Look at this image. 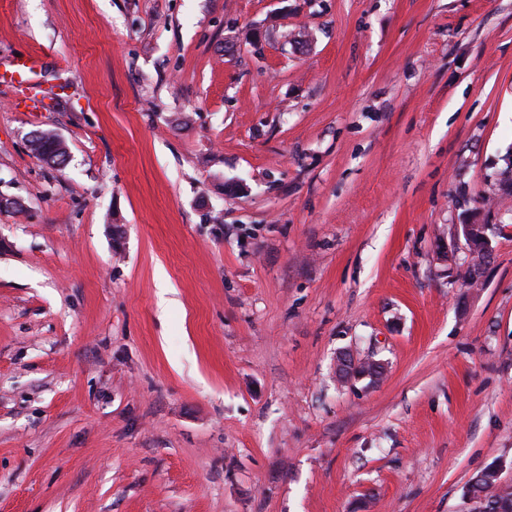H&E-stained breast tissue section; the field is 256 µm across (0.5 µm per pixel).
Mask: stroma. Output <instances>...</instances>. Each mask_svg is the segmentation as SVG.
Masks as SVG:
<instances>
[{"instance_id":"1","label":"stroma","mask_w":512,"mask_h":512,"mask_svg":"<svg viewBox=\"0 0 512 512\" xmlns=\"http://www.w3.org/2000/svg\"><path fill=\"white\" fill-rule=\"evenodd\" d=\"M32 53L0 83V512L512 480V233L482 288L446 272L512 220V0H0V69ZM342 351L384 379L339 385Z\"/></svg>"}]
</instances>
